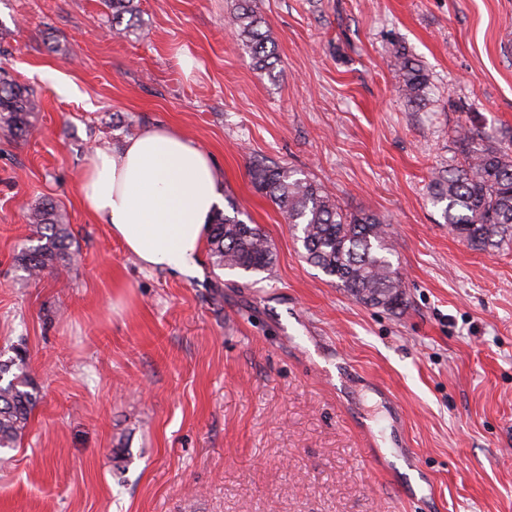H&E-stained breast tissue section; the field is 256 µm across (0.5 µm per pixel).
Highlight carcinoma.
Segmentation results:
<instances>
[{"mask_svg": "<svg viewBox=\"0 0 512 512\" xmlns=\"http://www.w3.org/2000/svg\"><path fill=\"white\" fill-rule=\"evenodd\" d=\"M112 27L124 17L134 20L137 0H104ZM233 39L245 48L256 70L272 75L278 64L274 40L253 0H240L225 19ZM402 91L410 102L423 96L427 78L404 52H396ZM36 92L0 82V130L21 136L27 117L39 109ZM457 149L463 163L448 166L432 183V202L445 223L479 251L512 246V152L486 141L466 125L459 127ZM257 188L279 208L308 263L340 284L352 299L366 306L392 309L404 301L400 272L387 257V225L375 213L343 212L315 181L280 166L257 160L252 167ZM29 223L36 244L21 249L15 261L30 277L54 272L71 261V233L50 203L33 208ZM210 255L220 269L243 273L268 271L274 252L256 224L217 212L210 229ZM37 393L28 371L26 351L0 359V449L16 448L25 435Z\"/></svg>", "mask_w": 512, "mask_h": 512, "instance_id": "carcinoma-1", "label": "carcinoma"}]
</instances>
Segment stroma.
I'll return each mask as SVG.
<instances>
[{
    "label": "stroma",
    "instance_id": "stroma-1",
    "mask_svg": "<svg viewBox=\"0 0 512 512\" xmlns=\"http://www.w3.org/2000/svg\"><path fill=\"white\" fill-rule=\"evenodd\" d=\"M237 2L138 0L116 33L103 0H0V66L41 100L0 133V354L37 390L0 512H512V247L430 199L458 125L512 144V0H254L273 80L225 31ZM158 122L214 156L270 272L143 270L84 210L93 149ZM257 159L386 221L401 308L305 260ZM49 201L73 260L35 280L14 257ZM396 61L402 76V91L409 102L421 100L427 78L413 60L402 51L396 52Z\"/></svg>",
    "mask_w": 512,
    "mask_h": 512
}]
</instances>
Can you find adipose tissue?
Returning <instances> with one entry per match:
<instances>
[{
  "label": "adipose tissue",
  "mask_w": 512,
  "mask_h": 512,
  "mask_svg": "<svg viewBox=\"0 0 512 512\" xmlns=\"http://www.w3.org/2000/svg\"><path fill=\"white\" fill-rule=\"evenodd\" d=\"M79 191L84 207L143 268L201 274L224 186L212 156L192 139L153 125L119 147L95 149Z\"/></svg>",
  "instance_id": "adipose-tissue-1"
}]
</instances>
